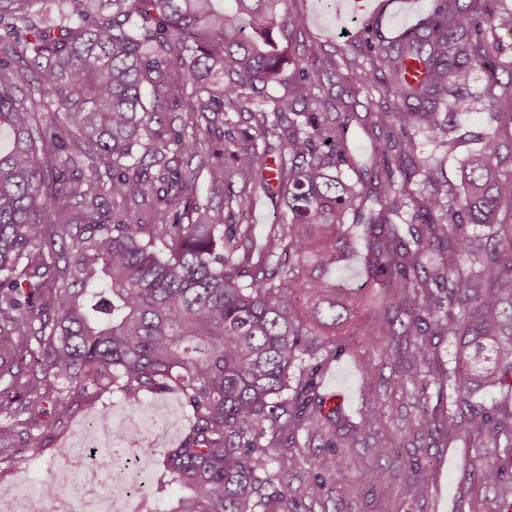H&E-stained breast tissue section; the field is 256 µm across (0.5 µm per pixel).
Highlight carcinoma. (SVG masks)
I'll return each mask as SVG.
<instances>
[{
    "instance_id": "1",
    "label": "carcinoma",
    "mask_w": 512,
    "mask_h": 512,
    "mask_svg": "<svg viewBox=\"0 0 512 512\" xmlns=\"http://www.w3.org/2000/svg\"><path fill=\"white\" fill-rule=\"evenodd\" d=\"M110 2L103 13L96 0H0V417L114 389L138 402L172 384L192 425L154 452L162 474L143 512H296L299 432L325 438L306 459L307 494L333 492L341 411L317 373L349 340L338 328L360 289L331 272L358 241L385 299L358 335L408 336L405 362L424 366L432 338L448 340L442 380L465 408L448 436L479 433L512 465V414L471 404L484 388L512 397V179L499 132L480 135L461 193L415 139L448 135L445 98L466 107L475 17L434 0L419 29L338 60L312 44V63L286 78L283 43L299 30L288 0ZM497 5L491 23L511 37L512 3ZM339 74L410 108L365 116L378 130L369 189L344 179L348 124L329 88ZM226 107L248 113L250 130L217 134ZM180 156L197 167L176 166ZM228 159L241 191L227 205L248 212L259 187L285 209L260 235L198 199L200 171L222 173ZM474 227L490 242L478 259ZM367 429L381 434L379 456L407 441L372 406L353 426ZM49 441L30 431L12 454L41 456ZM121 445L149 447L130 430L115 433ZM503 476L498 462L479 470L506 496ZM403 492L428 487L408 477Z\"/></svg>"
}]
</instances>
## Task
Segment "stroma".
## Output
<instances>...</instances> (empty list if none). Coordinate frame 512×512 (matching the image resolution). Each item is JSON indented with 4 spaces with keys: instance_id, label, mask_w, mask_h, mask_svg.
<instances>
[{
    "instance_id": "35a3bbf8",
    "label": "stroma",
    "mask_w": 512,
    "mask_h": 512,
    "mask_svg": "<svg viewBox=\"0 0 512 512\" xmlns=\"http://www.w3.org/2000/svg\"><path fill=\"white\" fill-rule=\"evenodd\" d=\"M288 6L298 15L301 28L289 56L293 64L307 59L308 46L313 42L324 43L327 53L351 56L372 32H380L391 41L409 28L405 17L397 14L394 0H375L374 7L340 15L321 7L320 0H289ZM501 42L495 67L473 65L471 77L461 90L469 109L457 115V130L468 133V140L447 146L430 132L416 134L419 156L441 164L449 182H457L463 164L478 149V134L491 128L500 131V167L512 177V40ZM406 347L402 336L380 337L373 346L353 340L341 357L325 363L319 376L321 389L339 396L342 414L336 425L339 448L333 492L323 498L309 497L302 470H289L288 484L302 502L300 512H499L498 491L467 478L470 471L495 461L492 449L481 447L476 437L448 439V407L453 397L447 385L425 372L418 390L405 392L396 386L395 377L405 370L401 360ZM103 400L116 419L146 415L156 407L170 413L173 432H185L189 426L180 398L172 390L138 404L117 391L104 394ZM370 404L388 413L392 424L402 427L413 425L424 408L434 414L436 425L432 432L415 435L405 447L379 457L374 453V432L358 434L352 429L360 412ZM92 415L88 405L75 404L64 410L47 403L40 408L37 421L56 425L55 444L68 446ZM55 467L48 455L23 462L2 453L0 487H36L45 483ZM409 476L427 484L426 497H405L403 481Z\"/></svg>"
}]
</instances>
